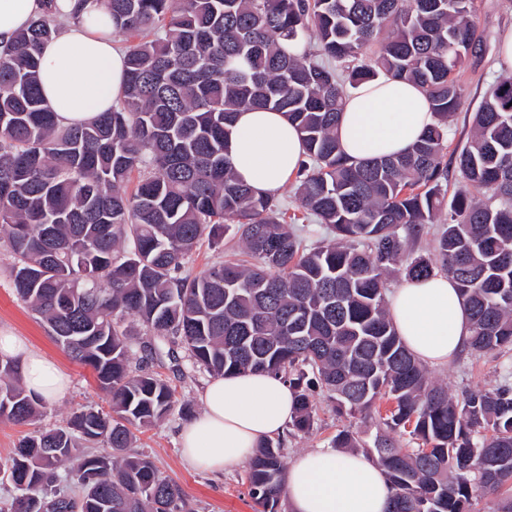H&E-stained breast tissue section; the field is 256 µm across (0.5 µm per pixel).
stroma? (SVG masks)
Masks as SVG:
<instances>
[{"mask_svg":"<svg viewBox=\"0 0 512 512\" xmlns=\"http://www.w3.org/2000/svg\"><path fill=\"white\" fill-rule=\"evenodd\" d=\"M474 21L482 34L485 51L482 57L470 59L458 73L465 105L451 125L450 137L456 142L469 137L472 112L491 84L506 76L497 66L496 45L500 33L512 28V0H476ZM10 262V254L0 249V328L25 337L55 358L70 378V389L64 397L43 403L39 415L30 424L0 421V458L8 456L19 440L29 433L65 426L73 408L88 405L104 409L110 400L100 389L91 369L72 361L49 336L38 314L17 298L6 275ZM153 370L175 389L177 403L170 415L137 433L129 448L130 454L148 456L162 475L176 481L193 512H255L246 467L225 471L218 479L192 469L181 455L179 430L184 422L201 411L199 394L210 379L209 373L184 356L175 361L161 359L154 364ZM502 373V360L493 354L474 357L466 353L448 365L427 368L429 379L447 387L452 394L464 389L492 388ZM317 406L318 422L310 434L298 435L289 431L282 435L285 461H292L311 448L329 447L337 429L346 426L357 429L365 439L376 431L373 419L336 415L323 399L318 400Z\"/></svg>","mask_w":512,"mask_h":512,"instance_id":"stroma-1","label":"stroma"}]
</instances>
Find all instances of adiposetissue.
Instances as JSON below:
<instances>
[{"mask_svg":"<svg viewBox=\"0 0 512 512\" xmlns=\"http://www.w3.org/2000/svg\"><path fill=\"white\" fill-rule=\"evenodd\" d=\"M69 23L41 49L39 81L46 106L62 124L109 111L125 86L124 57L99 22L95 0H0V46L9 44L45 7ZM433 122L423 89L388 76L351 90L336 138L351 159L407 151ZM235 174L256 194H276L297 171L304 146L287 117L269 110L237 113L228 136ZM389 316L420 361L443 365L468 344L470 321L456 283L443 273L406 278L387 300ZM0 359L19 367L28 394L46 402L70 387L51 357L9 329H0ZM201 413L179 432L181 452L194 469L223 474L248 461L265 439L283 434L293 394L282 379L246 372L210 379L200 392ZM291 512H389L393 491L382 469L364 454L312 448L291 462L285 483Z\"/></svg>","mask_w":512,"mask_h":512,"instance_id":"ef3b65f1","label":"adipose tissue"}]
</instances>
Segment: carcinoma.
Returning a JSON list of instances; mask_svg holds the SVG:
<instances>
[{"label":"carcinoma","instance_id":"cac0c4a2","mask_svg":"<svg viewBox=\"0 0 512 512\" xmlns=\"http://www.w3.org/2000/svg\"><path fill=\"white\" fill-rule=\"evenodd\" d=\"M95 2L129 35L127 75L117 104L88 123L60 124L41 97L54 14L0 48L7 276L111 399L110 411L76 408L67 427L27 436L0 459L26 512H187L176 482L123 454L133 430L176 401L147 363L181 350L213 375L284 378L297 433L314 429L319 395L350 417L392 402L370 440L342 429L331 447L365 450L394 491L393 512H470L479 493L500 495L498 512H512V366L491 389L449 394L404 346L385 300L392 271L438 269L470 312V354L512 353V79L479 103L470 139L449 137L463 98L456 73L481 45L475 0ZM380 75L419 84L435 122L403 154L351 161L336 138L345 87ZM240 109L296 124L300 206L333 240L306 247L275 197L236 179L224 138ZM437 221L433 252L416 253ZM231 224L243 258L184 274L199 242L223 247ZM129 317L166 352L150 343L131 363ZM38 411L17 366L1 362L0 420L24 424ZM82 441L112 452L87 454ZM65 463L80 493L50 497ZM248 482L259 512H279L280 440L258 447Z\"/></svg>","mask_w":512,"mask_h":512}]
</instances>
